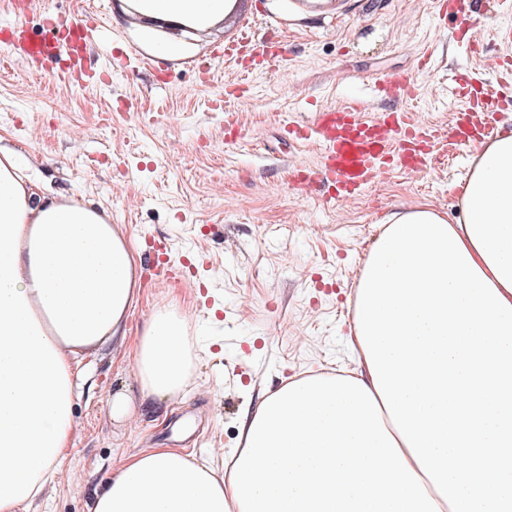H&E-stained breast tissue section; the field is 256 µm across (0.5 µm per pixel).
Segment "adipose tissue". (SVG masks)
Masks as SVG:
<instances>
[{"instance_id": "obj_1", "label": "adipose tissue", "mask_w": 512, "mask_h": 512, "mask_svg": "<svg viewBox=\"0 0 512 512\" xmlns=\"http://www.w3.org/2000/svg\"><path fill=\"white\" fill-rule=\"evenodd\" d=\"M196 30L237 0H124ZM455 216L387 217L359 277L354 370L293 379L241 425L221 470L173 448L124 457L90 512H512V116L470 156ZM137 251L111 213L36 197L0 146V512H28L74 431L78 352L137 307ZM188 321L164 307L136 353L172 398Z\"/></svg>"}]
</instances>
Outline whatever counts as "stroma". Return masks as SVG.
I'll return each mask as SVG.
<instances>
[{"label":"stroma","instance_id":"stroma-1","mask_svg":"<svg viewBox=\"0 0 512 512\" xmlns=\"http://www.w3.org/2000/svg\"><path fill=\"white\" fill-rule=\"evenodd\" d=\"M22 12L33 39L45 35L49 12L90 29L104 23L107 35L84 51L79 82L0 43V141L28 162L40 193L109 210L144 264L124 341L80 360L95 388L76 396L72 449L29 509L88 512L125 455L232 452L245 412L266 394L295 376L352 367L351 303L384 219L419 204L452 212L474 145L434 141L422 162L393 166L363 196L336 201L328 188L290 183V169L320 155L287 128L352 98L447 128L458 107L449 76L498 79L512 46L496 30L512 27V11L477 18L475 52L457 43L438 0H238L223 28L196 34L132 20L122 0H43ZM247 28L274 54L219 59ZM166 41L175 53L158 52ZM114 54L135 56L136 69H110ZM400 71L415 76L416 97L376 99V85ZM229 82L239 98L215 111ZM154 261L178 267V281L155 279ZM169 302L190 320L192 377L162 402L143 391L133 354L150 311ZM117 393L128 418L112 411Z\"/></svg>","mask_w":512,"mask_h":512}]
</instances>
